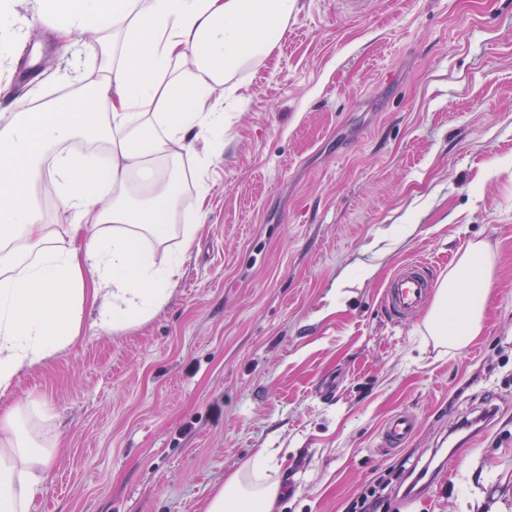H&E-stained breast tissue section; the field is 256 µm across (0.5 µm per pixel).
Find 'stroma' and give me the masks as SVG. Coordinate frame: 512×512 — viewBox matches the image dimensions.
Listing matches in <instances>:
<instances>
[{"label": "stroma", "instance_id": "obj_1", "mask_svg": "<svg viewBox=\"0 0 512 512\" xmlns=\"http://www.w3.org/2000/svg\"><path fill=\"white\" fill-rule=\"evenodd\" d=\"M13 12L25 35L0 52V113L97 79L39 0ZM238 78L223 151L183 155L199 229L168 303L133 328L83 326L0 398L52 409L39 426L58 448L29 512H203L261 450L285 487L276 512H347L379 478L389 512H512V0H365L352 17L297 0ZM478 240L496 260L480 336L441 347L424 314L387 321L402 262L441 279ZM398 411L418 430L380 450Z\"/></svg>", "mask_w": 512, "mask_h": 512}]
</instances>
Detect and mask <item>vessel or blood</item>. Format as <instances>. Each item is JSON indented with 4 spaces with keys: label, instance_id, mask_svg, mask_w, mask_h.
<instances>
[{
    "label": "vessel or blood",
    "instance_id": "obj_1",
    "mask_svg": "<svg viewBox=\"0 0 512 512\" xmlns=\"http://www.w3.org/2000/svg\"><path fill=\"white\" fill-rule=\"evenodd\" d=\"M435 286L432 266L421 260L405 261L394 272L383 291L381 306L385 316L394 322L410 319L427 304ZM417 426L418 418L415 414L408 411L395 413L382 430L381 447H405Z\"/></svg>",
    "mask_w": 512,
    "mask_h": 512
}]
</instances>
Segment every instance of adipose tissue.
<instances>
[{
    "label": "adipose tissue",
    "instance_id": "obj_1",
    "mask_svg": "<svg viewBox=\"0 0 512 512\" xmlns=\"http://www.w3.org/2000/svg\"><path fill=\"white\" fill-rule=\"evenodd\" d=\"M60 45L93 23L108 41L91 90L0 122V397L19 375L80 337L84 313L104 330L141 324L169 301L197 227L157 260L180 214L177 166L194 140L221 146L217 87L278 45L296 0H40ZM196 70L185 81L180 67ZM50 182L60 224L42 222L34 188ZM494 255L468 244L441 281L424 320L427 335L466 346L483 327ZM29 408L0 411V512H28L50 478L55 446L28 432ZM283 489L257 453L205 512H275Z\"/></svg>",
    "mask_w": 512,
    "mask_h": 512
}]
</instances>
